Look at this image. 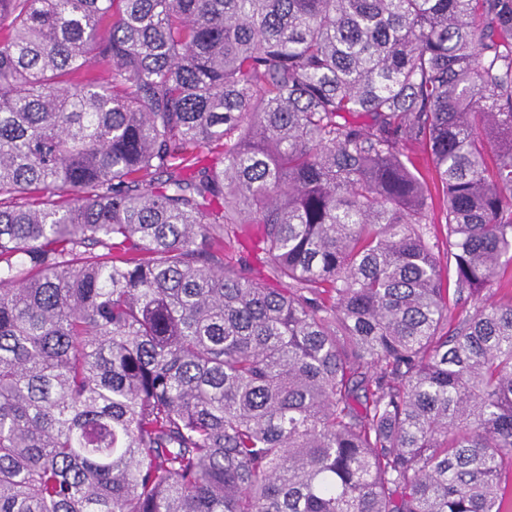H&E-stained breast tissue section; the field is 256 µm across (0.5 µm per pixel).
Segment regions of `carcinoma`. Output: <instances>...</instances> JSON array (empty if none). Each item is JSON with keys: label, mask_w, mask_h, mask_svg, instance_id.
Masks as SVG:
<instances>
[{"label": "carcinoma", "mask_w": 512, "mask_h": 512, "mask_svg": "<svg viewBox=\"0 0 512 512\" xmlns=\"http://www.w3.org/2000/svg\"><path fill=\"white\" fill-rule=\"evenodd\" d=\"M0 512H512V0H0ZM249 227L245 226L243 229L242 237L240 239V244H233L232 248L226 252V258L224 253V263L228 266L236 267L240 261H248L252 263L255 267L257 264L255 262V258L253 252L251 251L250 241L248 240L246 234L249 231Z\"/></svg>", "instance_id": "1"}]
</instances>
